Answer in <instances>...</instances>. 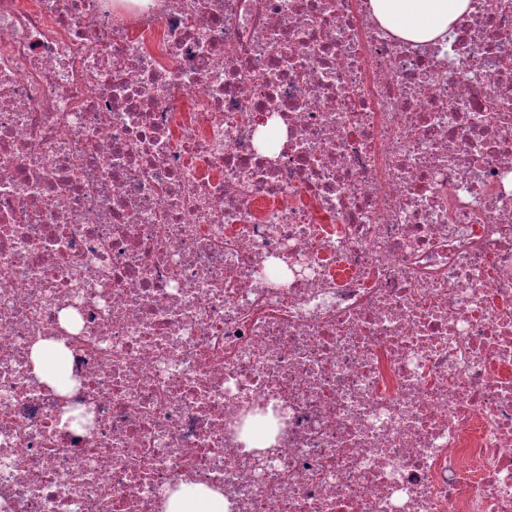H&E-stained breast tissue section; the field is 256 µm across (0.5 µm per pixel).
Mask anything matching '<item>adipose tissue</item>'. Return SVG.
Here are the masks:
<instances>
[{
	"mask_svg": "<svg viewBox=\"0 0 512 512\" xmlns=\"http://www.w3.org/2000/svg\"><path fill=\"white\" fill-rule=\"evenodd\" d=\"M471 0H371L380 22L400 37L429 43L445 37L449 25L467 12ZM166 512H227L224 496L201 484L169 491Z\"/></svg>",
	"mask_w": 512,
	"mask_h": 512,
	"instance_id": "1",
	"label": "adipose tissue"
}]
</instances>
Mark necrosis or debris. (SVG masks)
<instances>
[{
	"instance_id": "necrosis-or-debris-1",
	"label": "necrosis or debris",
	"mask_w": 512,
	"mask_h": 512,
	"mask_svg": "<svg viewBox=\"0 0 512 512\" xmlns=\"http://www.w3.org/2000/svg\"><path fill=\"white\" fill-rule=\"evenodd\" d=\"M451 31L0 0V512H512V0ZM63 350V343L55 340L39 342L33 350L34 373L42 381L56 387L50 368L60 351ZM167 494L165 512H227L223 494L202 484L182 483Z\"/></svg>"
}]
</instances>
